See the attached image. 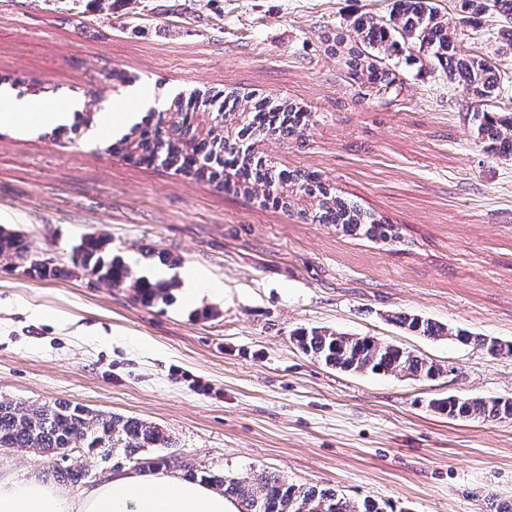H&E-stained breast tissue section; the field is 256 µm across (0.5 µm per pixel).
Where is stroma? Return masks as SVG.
I'll use <instances>...</instances> for the list:
<instances>
[{"label":"stroma","instance_id":"obj_1","mask_svg":"<svg viewBox=\"0 0 512 512\" xmlns=\"http://www.w3.org/2000/svg\"><path fill=\"white\" fill-rule=\"evenodd\" d=\"M395 0H0V76L45 86L42 101L86 107L114 70L133 84L104 111L145 114L193 88L290 98L314 114L300 139L265 141L282 168L315 171L364 209L401 225L385 246L261 208L257 199L144 167L22 125L0 129V225L21 232L53 275L0 260V399L70 401L164 429L204 471L265 470L300 487L387 502L397 512H489L512 500V421L453 419L434 402L512 396V355L416 336L419 315L512 342V157L486 153L477 102L425 52L404 49L397 90L360 98L326 40L353 20L389 21ZM466 53L501 76L512 112V50L491 10L462 26L435 0ZM106 234L113 254L155 277L199 273L219 292L147 305L74 268L72 250ZM373 336L445 365L433 379L336 370L293 335ZM49 459L0 448V469L52 483Z\"/></svg>","mask_w":512,"mask_h":512}]
</instances>
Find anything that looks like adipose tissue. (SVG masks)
<instances>
[{"label":"adipose tissue","instance_id":"obj_1","mask_svg":"<svg viewBox=\"0 0 512 512\" xmlns=\"http://www.w3.org/2000/svg\"><path fill=\"white\" fill-rule=\"evenodd\" d=\"M64 104L17 102L0 97V126L56 125ZM0 512H236L224 495L178 473L123 472L71 494L58 486L22 481L0 472Z\"/></svg>","mask_w":512,"mask_h":512}]
</instances>
